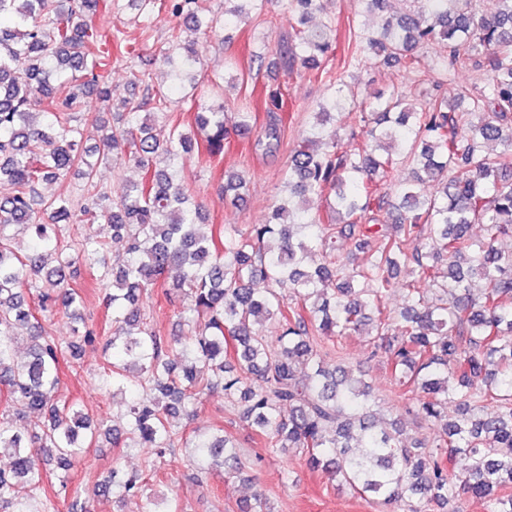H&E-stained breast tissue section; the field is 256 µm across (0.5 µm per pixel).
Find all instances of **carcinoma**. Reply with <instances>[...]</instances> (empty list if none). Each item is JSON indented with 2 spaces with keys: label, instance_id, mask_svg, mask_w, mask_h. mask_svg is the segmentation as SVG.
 I'll use <instances>...</instances> for the list:
<instances>
[{
  "label": "carcinoma",
  "instance_id": "cac0c4a2",
  "mask_svg": "<svg viewBox=\"0 0 512 512\" xmlns=\"http://www.w3.org/2000/svg\"><path fill=\"white\" fill-rule=\"evenodd\" d=\"M266 0H224V13L200 0H137L148 26L157 5L184 17L195 32L224 31L246 21ZM406 0H359L360 20L350 32L347 66L364 62V48L378 63L402 66L419 84V50L432 49L453 69L482 66L488 83L463 93L457 104L440 95L417 98L405 90L364 99L350 131L356 144L337 149L326 124L349 106L337 87L319 104L303 145L291 159L286 193L265 222L243 230L226 224L201 231L203 213L183 185H173L175 162L198 152L214 158L229 135L224 103L194 108L193 131L174 130L161 142L150 132V116L170 111L173 100L154 89L148 76L130 72L141 97L120 98L121 122L104 128L96 150L82 147L83 130L71 114L86 108L83 92L62 98L56 80L78 72L96 100L113 105L109 83L112 55L132 58L120 30H99L90 20L120 10L116 0H0V396L45 414L38 429L0 417V504L14 512H58L47 495L44 474L55 466L60 486L99 436L112 446L158 449L164 457L182 436L171 420L190 416L204 391L221 389L258 429L264 447L295 448L309 463L403 512H433L455 498L448 461H468L463 489L487 503V512H512V250L498 247L512 236V0H496L492 12L480 0H423L412 12ZM319 0H287L297 40L280 50L286 73L318 80L334 51L336 20L311 25ZM174 89L197 85L194 42L170 31L159 50ZM253 112H235V131L248 133ZM142 176L120 200L106 204L91 158L119 153ZM78 163L89 185L76 199L44 198L38 187L57 181ZM409 168L411 176L399 179ZM430 181L441 184L424 194ZM246 179L225 176L224 202L244 200ZM326 202L328 212L314 209ZM398 212L387 227L385 214ZM79 213L101 225L81 240L60 237V223ZM482 225L481 240L468 234ZM34 229V244L20 255L10 246L15 226ZM127 243L109 262L107 238ZM351 242L368 253L363 268L337 262V244ZM92 268L109 287L112 363L102 386L135 387L140 395L124 415L125 426L92 420L74 406L58 404L60 361L76 358L100 339L84 323L83 299L70 287L74 259ZM171 268L177 283L163 290L169 301L192 298L185 312L187 335H161L141 319L139 302ZM406 269L402 307L385 305L393 276ZM54 280L55 295H41L38 312L52 321L58 312L76 323L66 341L33 331L35 312L25 289L40 276ZM257 282L267 285L259 291ZM481 287H475V283ZM428 286L423 291L419 285ZM276 323L275 339L263 323ZM373 324L371 356L383 354L395 385L416 393L411 413L435 424L432 450L424 452L397 426L376 416V399L361 377L339 362L324 366L320 338L338 339ZM27 342L31 359L18 358ZM457 413L445 419L444 407ZM192 465L208 473L243 471L233 442L200 437ZM125 496H141L142 512H157L143 493L141 477L114 466L104 479Z\"/></svg>",
  "mask_w": 512,
  "mask_h": 512
}]
</instances>
